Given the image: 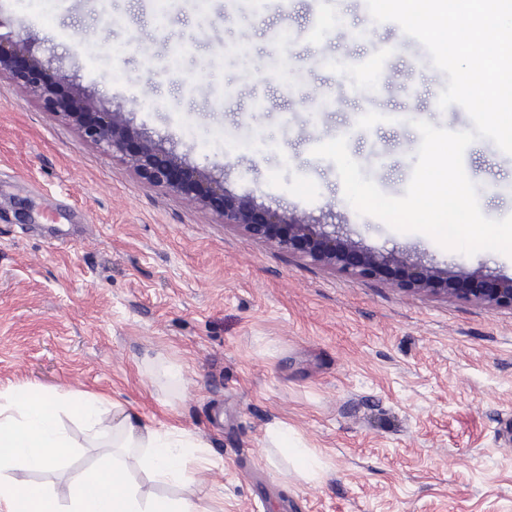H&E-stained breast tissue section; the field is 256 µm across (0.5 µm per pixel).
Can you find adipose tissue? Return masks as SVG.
<instances>
[{"instance_id":"obj_1","label":"adipose tissue","mask_w":512,"mask_h":512,"mask_svg":"<svg viewBox=\"0 0 512 512\" xmlns=\"http://www.w3.org/2000/svg\"><path fill=\"white\" fill-rule=\"evenodd\" d=\"M63 412L84 422L93 443H112L111 453L70 486L69 512H202L184 496L145 495L130 475L135 469L159 480L194 484L189 462L201 448L194 434L160 430L140 420L115 422L102 396L61 389L0 392V512H58L49 488L17 483L3 473L50 469L74 448L58 422Z\"/></svg>"}]
</instances>
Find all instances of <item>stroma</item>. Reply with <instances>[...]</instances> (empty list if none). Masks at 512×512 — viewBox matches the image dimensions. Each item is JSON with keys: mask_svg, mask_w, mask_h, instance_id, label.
<instances>
[{"mask_svg": "<svg viewBox=\"0 0 512 512\" xmlns=\"http://www.w3.org/2000/svg\"><path fill=\"white\" fill-rule=\"evenodd\" d=\"M361 0H0V36H32L79 87L123 104L136 130L223 177L235 199L337 224L374 250L512 277V257L467 256L348 203L314 148L346 137L387 196H402L417 120L472 129L439 109L443 72L414 61L401 27ZM394 45L389 93L353 56ZM463 166L482 213L512 215V154L480 138ZM62 386L199 436L186 495L210 512H512V310L341 276L151 188L77 126L0 77V392ZM288 424L322 463L306 479L272 443ZM77 448L14 471L60 494L102 451L70 415Z\"/></svg>", "mask_w": 512, "mask_h": 512, "instance_id": "obj_1", "label": "stroma"}]
</instances>
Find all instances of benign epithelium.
Here are the masks:
<instances>
[{
    "label": "benign epithelium",
    "instance_id": "1",
    "mask_svg": "<svg viewBox=\"0 0 512 512\" xmlns=\"http://www.w3.org/2000/svg\"><path fill=\"white\" fill-rule=\"evenodd\" d=\"M46 72L53 73L58 83H68V75L56 66L54 56L39 55L29 38L0 39V75L22 82L46 110L75 122L86 139L123 162L145 184L181 194L198 206L211 208L224 223L264 240L272 248L348 278L382 280L417 294L473 303L489 310H512L511 277L432 266L403 250L372 251L352 238L310 223L304 215L285 214L249 198L228 200L223 180L189 171L175 157L160 156L151 140L130 128L123 105L107 106L82 88L74 89L70 99L61 103L41 79Z\"/></svg>",
    "mask_w": 512,
    "mask_h": 512
}]
</instances>
